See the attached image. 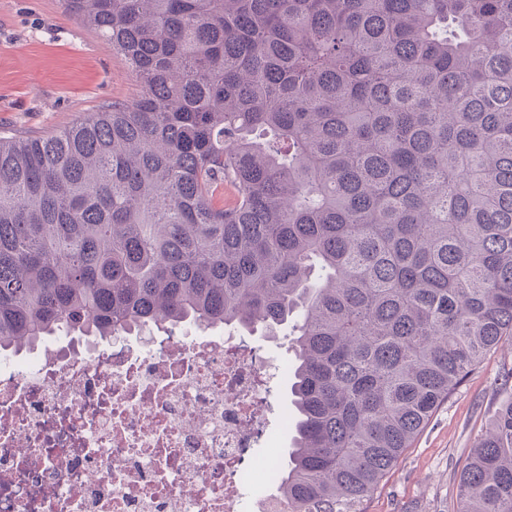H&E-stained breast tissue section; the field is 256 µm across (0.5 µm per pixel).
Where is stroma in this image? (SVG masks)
I'll return each mask as SVG.
<instances>
[{
	"instance_id": "obj_1",
	"label": "stroma",
	"mask_w": 512,
	"mask_h": 512,
	"mask_svg": "<svg viewBox=\"0 0 512 512\" xmlns=\"http://www.w3.org/2000/svg\"><path fill=\"white\" fill-rule=\"evenodd\" d=\"M141 85L110 45L62 0H0V131L55 132ZM512 367V339L433 414L367 512H455L458 475L497 409L511 398L500 379Z\"/></svg>"
}]
</instances>
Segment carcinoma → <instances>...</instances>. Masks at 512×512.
I'll use <instances>...</instances> for the list:
<instances>
[{
  "mask_svg": "<svg viewBox=\"0 0 512 512\" xmlns=\"http://www.w3.org/2000/svg\"><path fill=\"white\" fill-rule=\"evenodd\" d=\"M139 80L0 135V353L287 325L261 512H366L512 337V0H63ZM456 512H512V399Z\"/></svg>",
  "mask_w": 512,
  "mask_h": 512,
  "instance_id": "cac0c4a2",
  "label": "carcinoma"
}]
</instances>
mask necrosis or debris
<instances>
[{"instance_id":"4bbe7bcc","label":"necrosis or debris","mask_w":512,"mask_h":512,"mask_svg":"<svg viewBox=\"0 0 512 512\" xmlns=\"http://www.w3.org/2000/svg\"><path fill=\"white\" fill-rule=\"evenodd\" d=\"M283 364L233 332L0 355V512H252L275 484Z\"/></svg>"}]
</instances>
